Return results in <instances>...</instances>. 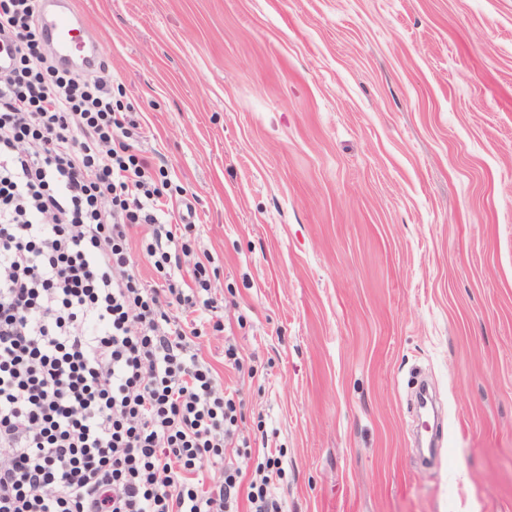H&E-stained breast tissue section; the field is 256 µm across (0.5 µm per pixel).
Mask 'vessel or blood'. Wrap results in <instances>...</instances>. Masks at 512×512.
Masks as SVG:
<instances>
[{"mask_svg":"<svg viewBox=\"0 0 512 512\" xmlns=\"http://www.w3.org/2000/svg\"><path fill=\"white\" fill-rule=\"evenodd\" d=\"M37 19L48 49L61 67L87 73L106 69L104 48L81 38L85 23L69 7L68 0H43Z\"/></svg>","mask_w":512,"mask_h":512,"instance_id":"obj_1","label":"vessel or blood"}]
</instances>
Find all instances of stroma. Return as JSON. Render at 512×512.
<instances>
[{
    "label": "stroma",
    "mask_w": 512,
    "mask_h": 512,
    "mask_svg": "<svg viewBox=\"0 0 512 512\" xmlns=\"http://www.w3.org/2000/svg\"><path fill=\"white\" fill-rule=\"evenodd\" d=\"M74 3L220 268L200 353L284 512H512V0Z\"/></svg>",
    "instance_id": "35a3bbf8"
}]
</instances>
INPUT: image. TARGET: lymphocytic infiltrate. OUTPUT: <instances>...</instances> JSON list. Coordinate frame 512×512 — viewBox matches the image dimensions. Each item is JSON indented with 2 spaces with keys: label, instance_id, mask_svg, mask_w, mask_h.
Masks as SVG:
<instances>
[{
  "label": "lymphocytic infiltrate",
  "instance_id": "obj_1",
  "mask_svg": "<svg viewBox=\"0 0 512 512\" xmlns=\"http://www.w3.org/2000/svg\"><path fill=\"white\" fill-rule=\"evenodd\" d=\"M36 9L0 0V512H282L280 450L247 481L226 459L251 452L242 398L199 354L224 329L219 271L111 73L57 67Z\"/></svg>",
  "mask_w": 512,
  "mask_h": 512
}]
</instances>
